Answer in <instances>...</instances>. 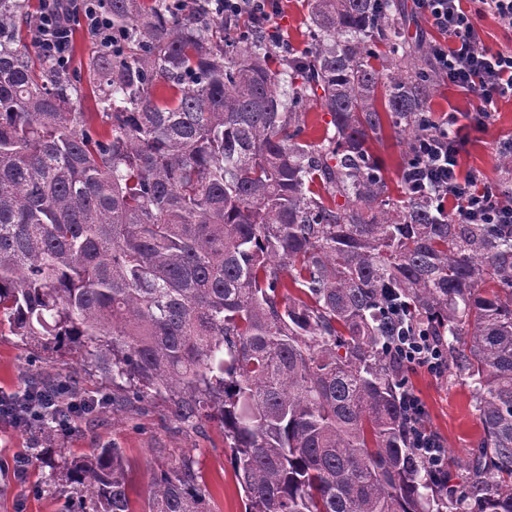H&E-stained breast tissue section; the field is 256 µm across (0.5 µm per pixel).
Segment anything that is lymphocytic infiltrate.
I'll list each match as a JSON object with an SVG mask.
<instances>
[{"mask_svg":"<svg viewBox=\"0 0 512 512\" xmlns=\"http://www.w3.org/2000/svg\"><path fill=\"white\" fill-rule=\"evenodd\" d=\"M415 7L439 40L428 46L436 70L450 85L462 88L475 105L466 117L471 126H484L500 99L512 97V47L486 46L480 21L493 16L512 32V0H414ZM461 117L449 113L431 120V131L420 138L418 148L425 163L409 171L411 187L428 186L440 202L448 203V216L457 224H512V191L481 185L478 172L461 173V137L456 128ZM397 345L402 361L435 374H443L447 361L439 345L428 336H402Z\"/></svg>","mask_w":512,"mask_h":512,"instance_id":"lymphocytic-infiltrate-1","label":"lymphocytic infiltrate"}]
</instances>
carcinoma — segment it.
<instances>
[{"label":"carcinoma","mask_w":512,"mask_h":512,"mask_svg":"<svg viewBox=\"0 0 512 512\" xmlns=\"http://www.w3.org/2000/svg\"><path fill=\"white\" fill-rule=\"evenodd\" d=\"M84 8L106 27L83 26L76 67L75 29L46 56L29 0H0V326L95 343L84 373L113 390L34 354L12 423L47 443L159 396L224 429L245 512H512V224L388 194L370 142L386 120L416 162L439 83L400 0H308L311 47L285 59L208 0ZM313 100L331 120L308 142ZM393 302L470 380L482 432L461 477L409 437ZM33 453L91 512H133L121 449ZM195 465L153 472L141 512H211Z\"/></svg>","instance_id":"cac0c4a2"}]
</instances>
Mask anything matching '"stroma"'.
Returning <instances> with one entry per match:
<instances>
[{
	"label": "stroma",
	"instance_id": "35a3bbf8",
	"mask_svg": "<svg viewBox=\"0 0 512 512\" xmlns=\"http://www.w3.org/2000/svg\"><path fill=\"white\" fill-rule=\"evenodd\" d=\"M306 16L307 0H284L282 13L273 22V29L284 44L298 52L311 46ZM463 134L466 142L460 154L462 170L479 171L485 184L496 185L502 176L496 144L512 138V100L500 102L487 125L467 127ZM373 150L384 169L390 196L402 198L401 136L393 129H385L382 142L374 144ZM35 352L54 368L78 370L87 359L82 348L42 352L37 345L22 343L18 337L0 335L1 392L18 389L27 357ZM409 384L427 412L430 429L442 438L456 460L466 461L481 432L470 385L459 374L436 376L422 368L412 370ZM104 444L121 448L129 465L133 502L145 497L153 468L174 465L190 456L211 493L212 512H244L245 498L230 463L231 452L217 424L198 430L187 428L172 417L167 402L156 397L143 403L139 410L92 424L81 423L76 431L61 436L56 448L70 459ZM30 445L29 434L0 423V512H70L72 502L67 493L58 489L50 495L35 491L36 486L48 480L49 468L33 463L25 473H17L14 462L25 455Z\"/></svg>",
	"mask_w": 512,
	"mask_h": 512
}]
</instances>
